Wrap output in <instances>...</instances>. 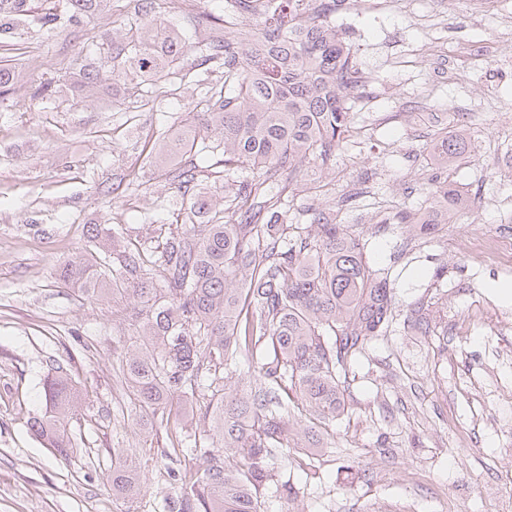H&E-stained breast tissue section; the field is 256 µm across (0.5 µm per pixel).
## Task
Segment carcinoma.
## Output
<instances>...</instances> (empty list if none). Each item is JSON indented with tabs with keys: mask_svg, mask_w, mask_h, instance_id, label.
<instances>
[{
	"mask_svg": "<svg viewBox=\"0 0 512 512\" xmlns=\"http://www.w3.org/2000/svg\"><path fill=\"white\" fill-rule=\"evenodd\" d=\"M31 0H0V35L29 16ZM70 18L112 12V0H67ZM346 0H224V34L201 45L192 30L159 18L158 0H136L123 27L106 35L112 69L93 63L62 66L65 91L90 88L113 74L129 79L126 103L138 109L189 77L182 60L216 63L223 82L199 89L192 119L163 141L158 169L180 198V227L161 243L126 240L124 229L91 224L83 251L61 264L56 280L86 297L106 292L131 299L137 341L120 354L118 373L139 423L181 426L206 467L169 469L176 495L164 512H260V491L275 477V459L306 472L304 449H327L330 423L347 413L348 374L395 311L387 277L365 260L360 234L323 209L302 206L306 224H286L290 200L272 195L279 178L306 160L328 167L355 130L353 106L366 80L351 45L332 17ZM461 133H441L426 150L441 169L470 155ZM224 156V173L240 180L202 184L209 156ZM458 195L440 182L415 210L380 220L420 236L452 223ZM407 327L434 333L424 304L411 307ZM247 390L227 386L241 369ZM285 391L283 400L279 391ZM50 415L30 430L51 452L68 458L69 420L77 391L67 370L47 379ZM203 399L195 415L182 404ZM304 414L307 423L291 422ZM137 456L116 448L112 495L129 503L143 492Z\"/></svg>",
	"mask_w": 512,
	"mask_h": 512,
	"instance_id": "obj_1",
	"label": "carcinoma"
}]
</instances>
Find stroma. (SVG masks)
Masks as SVG:
<instances>
[{"mask_svg":"<svg viewBox=\"0 0 512 512\" xmlns=\"http://www.w3.org/2000/svg\"><path fill=\"white\" fill-rule=\"evenodd\" d=\"M355 0L336 13L367 82L354 105L358 134L334 166L305 162L283 178L296 202L334 209L336 221L375 226L414 208L432 171L425 146L440 129L470 135L472 152L445 171L467 205L421 238L405 225L366 236V258L384 270L405 306L429 305L434 335L418 336L396 313L350 369L349 413L331 424V449L315 477L281 465L287 492L265 490L261 512H499L512 496V273L477 263L463 241L512 240V171L500 149L512 125L497 112L473 118L471 97L512 105V39L501 40L512 0ZM54 33L42 29V0L0 44L16 71L0 95V512H160L176 486L165 453L171 435L138 424L115 375L134 339L130 308L57 283L54 269L85 244V227L125 225L134 238L174 222L176 200L157 177L154 146L176 132L196 101L194 84L162 94L153 109H107L121 82L102 81L53 98L51 57H105L108 17L68 22L64 0ZM138 186L120 187L129 172ZM113 188L111 198L100 191ZM152 224H144V215ZM64 367L87 390L70 429L74 452L53 456L27 421L44 416L43 383ZM147 456L136 503L113 498L112 451Z\"/></svg>","mask_w":512,"mask_h":512,"instance_id":"1","label":"stroma"}]
</instances>
